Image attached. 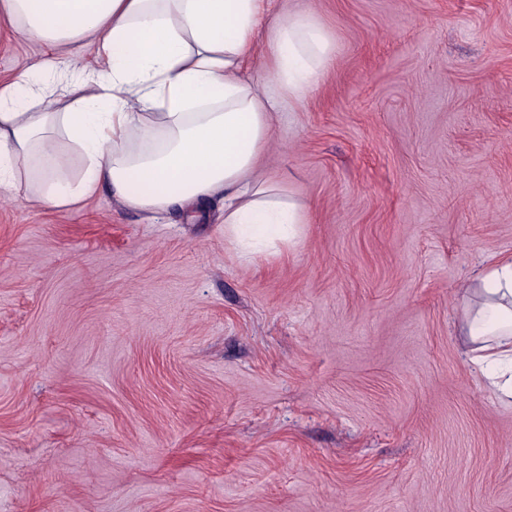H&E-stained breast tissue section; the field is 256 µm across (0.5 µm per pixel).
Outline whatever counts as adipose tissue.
<instances>
[{
	"label": "adipose tissue",
	"mask_w": 512,
	"mask_h": 512,
	"mask_svg": "<svg viewBox=\"0 0 512 512\" xmlns=\"http://www.w3.org/2000/svg\"><path fill=\"white\" fill-rule=\"evenodd\" d=\"M0 18L51 53L0 86V195L35 191L70 210L109 188L127 207L163 211L224 199V237L249 256L294 244L304 202L263 178L276 91L306 97L337 44L298 8L272 16L269 0H0ZM268 66L248 67L258 30ZM94 45L100 66L72 78L80 95L44 100L59 59ZM66 137L84 166L78 181L58 147ZM472 363L500 399H512V258L462 294Z\"/></svg>",
	"instance_id": "adipose-tissue-1"
}]
</instances>
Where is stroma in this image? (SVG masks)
Wrapping results in <instances>:
<instances>
[{
  "label": "stroma",
  "instance_id": "obj_1",
  "mask_svg": "<svg viewBox=\"0 0 512 512\" xmlns=\"http://www.w3.org/2000/svg\"><path fill=\"white\" fill-rule=\"evenodd\" d=\"M298 6L337 52L262 160L295 247L0 200V512H512L458 296L512 254V0ZM47 54L0 23V82Z\"/></svg>",
  "mask_w": 512,
  "mask_h": 512
}]
</instances>
